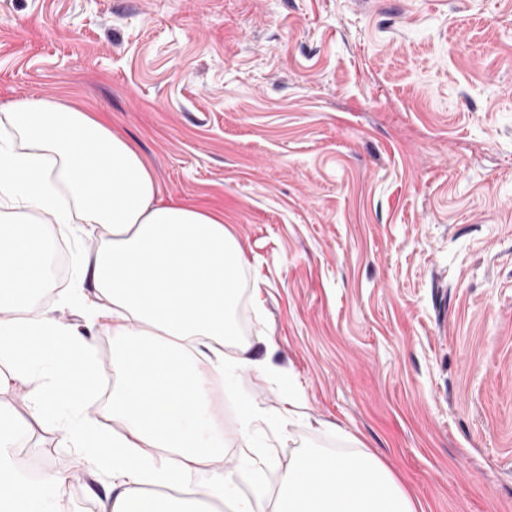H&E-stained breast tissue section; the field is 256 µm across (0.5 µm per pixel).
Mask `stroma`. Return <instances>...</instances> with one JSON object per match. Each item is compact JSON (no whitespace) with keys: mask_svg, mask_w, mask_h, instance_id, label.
Listing matches in <instances>:
<instances>
[{"mask_svg":"<svg viewBox=\"0 0 512 512\" xmlns=\"http://www.w3.org/2000/svg\"><path fill=\"white\" fill-rule=\"evenodd\" d=\"M53 98L129 138L163 200L222 212L238 377L304 440L385 466L417 512H512V0H0V108ZM45 308L87 330L64 289ZM15 452L112 479L35 421Z\"/></svg>","mask_w":512,"mask_h":512,"instance_id":"1","label":"stroma"}]
</instances>
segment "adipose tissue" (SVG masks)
Segmentation results:
<instances>
[{"label":"adipose tissue","mask_w":512,"mask_h":512,"mask_svg":"<svg viewBox=\"0 0 512 512\" xmlns=\"http://www.w3.org/2000/svg\"><path fill=\"white\" fill-rule=\"evenodd\" d=\"M158 194L135 146L93 113L54 99L0 110V388L26 384L38 420L112 477L104 512H198L187 478L224 455L225 379L271 368L245 344L224 358L240 334L245 259L223 213ZM81 224L105 232L79 252L71 294L92 288L91 320L112 339V433L82 413L98 387L92 336L39 308L52 246ZM20 433L1 403L0 512H53L64 480L15 469ZM148 486L166 493L146 497Z\"/></svg>","instance_id":"obj_1"}]
</instances>
